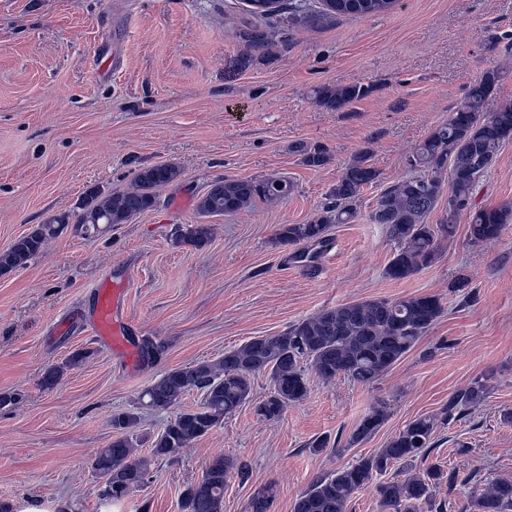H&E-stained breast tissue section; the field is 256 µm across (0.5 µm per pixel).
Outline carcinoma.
I'll use <instances>...</instances> for the list:
<instances>
[{
  "mask_svg": "<svg viewBox=\"0 0 512 512\" xmlns=\"http://www.w3.org/2000/svg\"><path fill=\"white\" fill-rule=\"evenodd\" d=\"M395 0H320L326 15H373L390 10ZM303 12L311 9L307 0H252L248 12L268 19L285 9ZM501 72L486 70L466 88L463 103L448 120L437 126L408 159L416 175L398 180L377 197L370 220L382 224L396 248L385 273L394 280L409 278L431 266L441 242L457 231V219L469 217L467 238L482 246L498 239L512 222V207H483L473 204L477 181L493 166L497 151L512 142V104L488 108ZM370 87L359 82L325 86L316 92L319 104L340 111L364 99ZM180 171L171 164L139 169L131 187L93 198L86 212H64L47 218L17 238L0 253V276L15 272L45 251L68 224L83 232L97 230L99 224H123L152 208L155 190L178 178ZM380 181V172L362 155L345 167L332 186L328 202L306 224H287L275 234L278 245L302 253L304 245L326 242L331 224H346L356 214V203L364 187ZM292 185L285 177L266 179H224L212 183L198 200L202 216L233 215L254 199L285 198ZM443 205L444 213L435 224L427 217ZM213 233L210 224H192L181 234L180 242L194 248L207 244ZM444 312L436 294H416L391 301L373 299L345 303L323 309L272 336L255 337L227 351L216 361H201L172 369L161 375L139 397L140 404L158 411L180 404L193 390L202 392L198 407L176 413L151 441L150 455L137 453L133 436L139 416L130 412L112 415L117 436L95 454L92 468L107 490L106 502L124 499L133 489L145 485L152 460L181 456L195 441L209 434L245 404L251 394V379L260 372L270 375L274 391L256 406L259 416L277 420L289 405L309 394L306 373L300 366L310 360L315 374L329 382L346 376L356 383L372 385L399 362L437 322ZM88 352L78 350L62 363L48 366L41 384L57 386L66 370L80 365ZM486 376L458 392L445 416L476 407L488 398ZM389 417L384 402L374 405L348 439L360 444L385 424ZM441 420L422 415L407 423L387 440L384 447L331 474L315 479L295 500L293 512H346L357 493L374 489L383 512H441L435 502L436 488L446 482L467 485L474 474L445 472L437 464L419 468L428 456ZM397 474L383 480L387 470ZM232 462L219 454L212 458L197 481L187 485L180 497L181 512H224V486ZM272 492L262 488L252 496L250 512H268ZM462 512H512V478H499L486 487H473Z\"/></svg>",
  "mask_w": 512,
  "mask_h": 512,
  "instance_id": "cac0c4a2",
  "label": "carcinoma"
}]
</instances>
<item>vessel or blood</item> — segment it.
I'll return each instance as SVG.
<instances>
[{
  "label": "vessel or blood",
  "mask_w": 512,
  "mask_h": 512,
  "mask_svg": "<svg viewBox=\"0 0 512 512\" xmlns=\"http://www.w3.org/2000/svg\"><path fill=\"white\" fill-rule=\"evenodd\" d=\"M128 288V279L120 276H107L97 283L93 291L94 315L88 331L131 373L140 367L141 356L125 313Z\"/></svg>",
  "instance_id": "b4317fda"
}]
</instances>
